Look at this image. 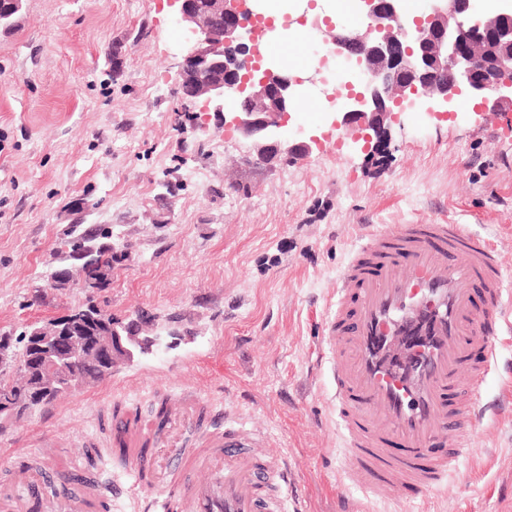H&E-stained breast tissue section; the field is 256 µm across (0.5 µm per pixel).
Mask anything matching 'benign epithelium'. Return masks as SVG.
<instances>
[{
    "label": "benign epithelium",
    "instance_id": "benign-epithelium-1",
    "mask_svg": "<svg viewBox=\"0 0 512 512\" xmlns=\"http://www.w3.org/2000/svg\"><path fill=\"white\" fill-rule=\"evenodd\" d=\"M182 27L183 93L201 100L204 109L229 115L224 125L253 141L254 160L268 161L281 152L306 153L310 145L283 139L295 111L304 79L262 63L256 29L263 16L250 0H168ZM364 31L344 30L333 36L334 52L363 78L344 88L336 127H358L355 142L374 153L384 145L385 122L421 105L438 119L465 94L484 111L512 106V0H426L413 18L405 0H354ZM55 288L89 291L97 282L67 266L54 273ZM98 326L97 346L107 364L92 375L74 367L92 358L82 339L86 323ZM23 343L41 370L36 390L47 398L75 390L112 374L118 363L148 351L138 323L115 322L108 312L83 309L24 332ZM15 359L14 337L0 336V368ZM17 397L0 400V421L16 417L20 399L30 398L27 380L10 374Z\"/></svg>",
    "mask_w": 512,
    "mask_h": 512
}]
</instances>
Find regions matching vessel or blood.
<instances>
[{
    "mask_svg": "<svg viewBox=\"0 0 512 512\" xmlns=\"http://www.w3.org/2000/svg\"><path fill=\"white\" fill-rule=\"evenodd\" d=\"M481 283L483 307L471 289ZM512 332V278L491 240L465 224H367L336 279L324 325L326 371L344 437V469L367 495L390 484L440 490L468 455L486 417V376L499 365L498 336ZM480 362H473L474 350ZM195 448L166 444L157 459L132 448L139 489L157 490L155 512H288L287 462L236 412L219 410ZM403 449L392 454L390 447ZM190 470L206 471L200 481ZM57 512H112V484L57 492Z\"/></svg>",
    "mask_w": 512,
    "mask_h": 512,
    "instance_id": "b4317fda",
    "label": "vessel or blood"
}]
</instances>
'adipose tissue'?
<instances>
[{"label": "adipose tissue", "mask_w": 512, "mask_h": 512, "mask_svg": "<svg viewBox=\"0 0 512 512\" xmlns=\"http://www.w3.org/2000/svg\"><path fill=\"white\" fill-rule=\"evenodd\" d=\"M259 7L265 17L274 21V29L264 38L262 49L266 62L273 64L287 63L289 69L300 75H307L312 64L308 61H296L288 56V44L296 35L295 28L284 25L285 16L296 17L301 14L335 18L352 11L351 0H260Z\"/></svg>", "instance_id": "ef3b65f1"}]
</instances>
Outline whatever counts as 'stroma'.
<instances>
[{"mask_svg":"<svg viewBox=\"0 0 512 512\" xmlns=\"http://www.w3.org/2000/svg\"><path fill=\"white\" fill-rule=\"evenodd\" d=\"M313 21L288 49L343 61ZM183 43L166 0H25L0 31V334L90 305L146 315L160 347L110 378L25 414L0 433V485L15 452L74 459L112 446V403L172 422L192 395L228 407L286 458L306 512L351 502L371 512H512V402L471 436L446 487L419 503L409 485L366 498L346 476L321 372L336 274L362 225L466 224L512 273V110L402 114L369 155L327 113L299 103L309 152L254 164L253 144L181 88ZM111 233L106 287L52 288L72 225Z\"/></svg>","mask_w":512,"mask_h":512,"instance_id":"1","label":"stroma"}]
</instances>
